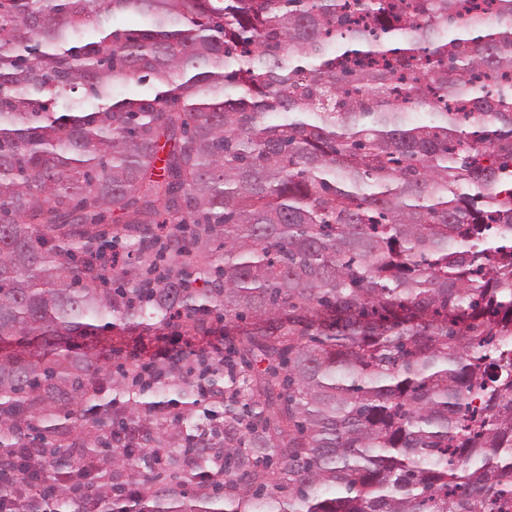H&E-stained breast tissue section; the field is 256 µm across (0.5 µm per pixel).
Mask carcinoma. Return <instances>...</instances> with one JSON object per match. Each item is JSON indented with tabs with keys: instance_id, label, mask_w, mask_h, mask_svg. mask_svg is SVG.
Returning a JSON list of instances; mask_svg holds the SVG:
<instances>
[{
	"instance_id": "carcinoma-1",
	"label": "carcinoma",
	"mask_w": 512,
	"mask_h": 512,
	"mask_svg": "<svg viewBox=\"0 0 512 512\" xmlns=\"http://www.w3.org/2000/svg\"><path fill=\"white\" fill-rule=\"evenodd\" d=\"M494 2L0 0V474L97 473L49 502L2 484L12 512L508 507ZM174 318L246 342L95 355Z\"/></svg>"
}]
</instances>
